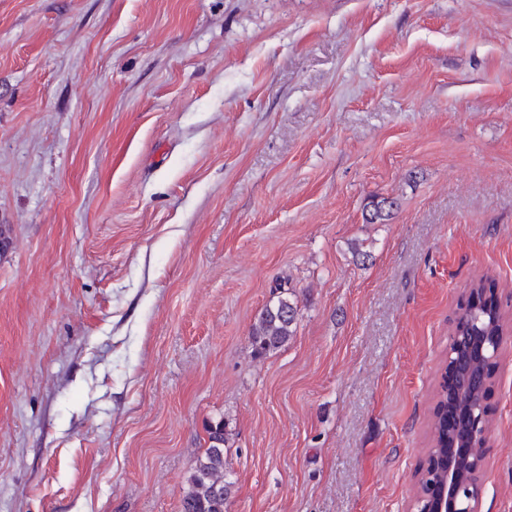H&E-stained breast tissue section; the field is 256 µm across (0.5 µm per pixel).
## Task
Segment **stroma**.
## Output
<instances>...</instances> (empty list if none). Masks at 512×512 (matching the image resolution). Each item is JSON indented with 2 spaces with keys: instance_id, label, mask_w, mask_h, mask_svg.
Instances as JSON below:
<instances>
[{
  "instance_id": "obj_1",
  "label": "stroma",
  "mask_w": 512,
  "mask_h": 512,
  "mask_svg": "<svg viewBox=\"0 0 512 512\" xmlns=\"http://www.w3.org/2000/svg\"><path fill=\"white\" fill-rule=\"evenodd\" d=\"M0 240V512H179L218 419L225 512H414L462 293L512 327V0H0ZM489 403L512 512V335ZM297 315V305L288 298L266 304L252 326L254 352L266 355L288 344L296 331Z\"/></svg>"
}]
</instances>
